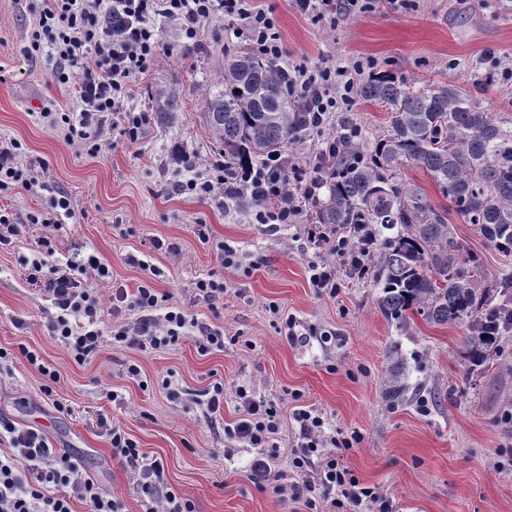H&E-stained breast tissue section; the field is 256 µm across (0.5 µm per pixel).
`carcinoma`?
<instances>
[{
  "label": "carcinoma",
  "instance_id": "obj_1",
  "mask_svg": "<svg viewBox=\"0 0 512 512\" xmlns=\"http://www.w3.org/2000/svg\"><path fill=\"white\" fill-rule=\"evenodd\" d=\"M360 94L385 107L386 132L370 153L354 146L328 165L325 198L314 202L317 223L377 225L383 310L394 320L415 309L435 324H466L463 358L474 371L512 329V275L495 288L476 287L481 266L462 255L448 210L397 171L405 162L426 169L459 218L497 248L512 244V125L479 107L470 90L444 81L417 86L379 73ZM179 111L175 95L155 99L158 120ZM204 116L228 165L284 153L297 130L280 68L249 51L217 68Z\"/></svg>",
  "mask_w": 512,
  "mask_h": 512
}]
</instances>
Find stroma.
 <instances>
[{
    "label": "stroma",
    "mask_w": 512,
    "mask_h": 512,
    "mask_svg": "<svg viewBox=\"0 0 512 512\" xmlns=\"http://www.w3.org/2000/svg\"><path fill=\"white\" fill-rule=\"evenodd\" d=\"M372 3L371 11L331 28L289 0H258L277 19L288 62L370 60L398 77L453 82L512 122V0H415L413 9L399 12L388 0ZM40 5L0 0V139L18 142L19 170L43 169L46 183L0 197V207L22 226L0 247V348L8 352L0 360V415L70 453L122 512H143V494L136 475L112 455L103 435L108 422L163 464L167 483L195 512H329L331 492L318 491L311 509L250 478L253 460L265 455L296 479L299 409L319 414L325 435L350 440L347 448L327 447V455L372 488L389 512H512V331L485 367L467 372L465 324H434L416 313L387 318L374 274L340 277L332 295L312 288L308 263L328 256L308 239L313 207L273 231L256 222L255 207L227 208L173 192L174 183L204 175L221 155L204 98L216 62L241 49L225 22L204 26L188 48L177 26L163 23L167 52L131 84L126 103L148 112L156 94L173 92L180 112L168 123L150 120L132 144L105 130L92 153L42 117L47 109L73 108L74 98L53 80L47 52L28 54ZM343 118L368 151L388 114L358 97ZM180 150L190 164L176 161ZM54 192L71 198V214L57 228L30 223L46 213ZM450 222L462 253L481 263L482 287L512 271V256L458 217ZM45 237L52 263L92 254L109 267L111 285L133 290L147 283L169 293L199 325L223 332V349L200 354L187 336L157 350L112 344L91 362L75 363L48 329L49 297L28 279L26 263ZM222 244L236 250L239 267L221 265ZM132 255L138 264L129 263ZM210 275L225 287L213 303L195 292L196 281ZM287 316L298 324L297 339L280 331ZM24 346L58 370L52 396L42 391L46 376L21 355ZM132 363L138 376L127 372ZM219 381L224 411L213 417L204 393ZM239 386L280 412V431L264 449L231 435L242 416Z\"/></svg>",
    "instance_id": "obj_1"
}]
</instances>
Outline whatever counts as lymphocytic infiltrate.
Segmentation results:
<instances>
[{
  "mask_svg": "<svg viewBox=\"0 0 512 512\" xmlns=\"http://www.w3.org/2000/svg\"><path fill=\"white\" fill-rule=\"evenodd\" d=\"M220 16L229 19L233 36L250 51L275 62L285 57L274 16L255 0H43L30 34V49L52 51L54 77L72 88L76 103L75 109L66 112H43V119L50 127L63 130L67 140L89 144L94 153L100 149L99 133L107 123L121 128L129 141H136L149 115L125 106L124 98L131 83L149 73L165 52L156 19L176 22L182 38L193 44L200 29ZM282 73L286 90L297 101L302 130L320 134L334 123L342 107L351 104L364 68L322 62L311 67L286 66ZM318 177V168L303 169L283 155L239 169L217 160L207 176L177 182L173 190L208 199L220 185L228 197L249 194L257 206V223L292 224L316 198ZM308 237L332 255L331 260L309 263L310 283L332 294L340 276L360 278L367 273L377 230L371 224L344 228L317 224ZM90 270L101 281L112 278L110 269L92 256L62 266L39 260L31 268L32 280L42 282L52 300L49 329L74 362L82 364L100 354L107 334L101 328L104 313L120 320L127 308L139 310L140 316L134 323L120 320L113 326L108 334L115 343L161 349L175 345L194 327L200 353L223 348V335L197 326L192 316L156 289L141 285L131 293L118 287L108 299H101L81 279ZM236 396L245 415L233 428V437L251 447H263L280 429L276 407L242 387ZM294 419L300 425L301 442L293 463L302 472V481L288 482L286 474L262 459L252 466L253 480L272 484L275 491L295 502L308 501L320 486L338 489L340 512H358L372 501V491L349 477L336 458L314 461V454L326 445L322 418L300 409ZM106 435L113 456L137 472L148 504L146 512H195L190 499L168 486L161 462L148 460L119 427L107 428ZM3 437L11 452L0 458V512H73L71 504L76 499L88 503L90 512H120V502L99 489L71 455L51 446L41 433L0 415Z\"/></svg>",
  "mask_w": 512,
  "mask_h": 512,
  "instance_id": "f902f5d3",
  "label": "lymphocytic infiltrate"
}]
</instances>
